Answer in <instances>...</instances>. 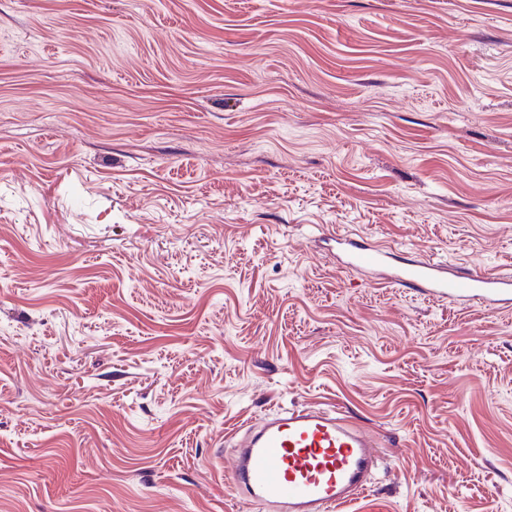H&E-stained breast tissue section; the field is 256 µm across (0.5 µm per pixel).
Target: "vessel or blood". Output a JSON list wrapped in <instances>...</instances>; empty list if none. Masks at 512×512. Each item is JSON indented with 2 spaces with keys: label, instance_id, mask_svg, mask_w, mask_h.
I'll list each match as a JSON object with an SVG mask.
<instances>
[{
  "label": "vessel or blood",
  "instance_id": "vessel-or-blood-1",
  "mask_svg": "<svg viewBox=\"0 0 512 512\" xmlns=\"http://www.w3.org/2000/svg\"><path fill=\"white\" fill-rule=\"evenodd\" d=\"M386 246L343 239L340 265L443 299L512 302V275L460 272L442 262L403 259L387 266ZM376 442L342 414L320 407L283 408L244 431L236 448L232 481L238 492L271 512H339L371 482Z\"/></svg>",
  "mask_w": 512,
  "mask_h": 512
}]
</instances>
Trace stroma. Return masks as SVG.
I'll list each match as a JSON object with an SVG mask.
<instances>
[{
    "mask_svg": "<svg viewBox=\"0 0 512 512\" xmlns=\"http://www.w3.org/2000/svg\"><path fill=\"white\" fill-rule=\"evenodd\" d=\"M512 0H0V512H264L244 428L342 411L343 512H512ZM342 254L339 256L341 268L349 272L368 275L371 279L378 275L386 266V258L393 255L387 246H373L353 238L340 240ZM385 279L443 299L477 300L490 308L512 302L511 274L460 272L447 263L405 258L391 268Z\"/></svg>",
    "mask_w": 512,
    "mask_h": 512,
    "instance_id": "stroma-1",
    "label": "stroma"
}]
</instances>
